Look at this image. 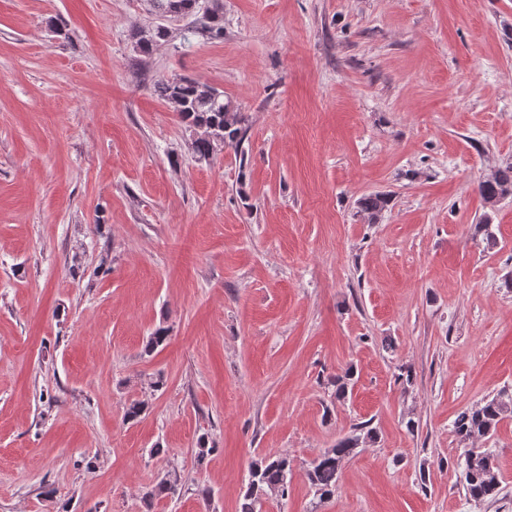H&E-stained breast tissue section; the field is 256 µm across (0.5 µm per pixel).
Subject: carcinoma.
<instances>
[{"label": "carcinoma", "mask_w": 512, "mask_h": 512, "mask_svg": "<svg viewBox=\"0 0 512 512\" xmlns=\"http://www.w3.org/2000/svg\"><path fill=\"white\" fill-rule=\"evenodd\" d=\"M154 11L164 19L193 18L190 32L203 31L213 39L224 37L222 0H149ZM168 36V28L158 25L137 38V47L145 55ZM158 98L177 112L181 124L190 132L191 150L200 161L213 158L226 144H240L246 133V116L217 88L189 77L160 79L153 83ZM484 202L495 207L512 195V163L500 167L478 185ZM390 197L375 193L361 197L357 208L370 224L376 223L388 208ZM512 416V397L497 395L480 406L461 413L454 422L460 441L466 443L490 435L505 417ZM373 429L366 424L353 427L352 434L332 448L319 453L310 463L306 475L321 498L336 493L342 462L356 454L365 442L374 440ZM462 468L463 488L468 498L480 503L493 499L499 492V475L495 458L487 448H465L457 459ZM293 477V463L286 455H269L253 462L243 495L241 512H261L263 500L272 493L285 495Z\"/></svg>", "instance_id": "cac0c4a2"}]
</instances>
